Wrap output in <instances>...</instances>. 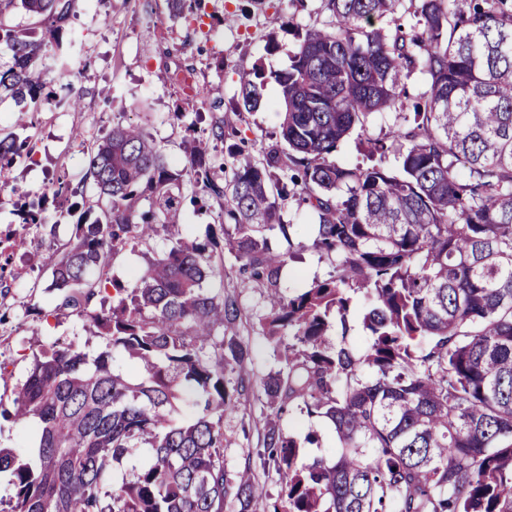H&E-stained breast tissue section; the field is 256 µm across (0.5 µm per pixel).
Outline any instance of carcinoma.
<instances>
[{"instance_id":"cac0c4a2","label":"carcinoma","mask_w":512,"mask_h":512,"mask_svg":"<svg viewBox=\"0 0 512 512\" xmlns=\"http://www.w3.org/2000/svg\"><path fill=\"white\" fill-rule=\"evenodd\" d=\"M81 2L0 0V100L15 102L13 126H32L56 97L48 59ZM168 7L193 16L201 0ZM327 7L331 24L308 29L275 75L283 120L262 162L238 151L231 180L217 175L218 120L189 147L186 197L140 125H116L88 150L81 182L95 187L101 216L73 225L50 288L56 309L85 318L106 350L91 357L54 343L0 407L1 420L33 431L27 457L0 448L11 488L0 512H512V9L506 0ZM18 9L41 35L8 23ZM417 73L425 87L409 105ZM260 78L242 76L238 106L260 104ZM387 110L403 124L390 141L361 142L369 166L332 158L355 126ZM390 151L396 170L384 166ZM31 154L28 140L0 134V172ZM68 192L57 179L41 202L17 208L20 223L55 238L43 201L61 205ZM290 196L314 214L312 246L333 274L284 296L289 254L267 233L288 235L278 201ZM211 200L233 224L200 242L180 238L185 202ZM160 227L167 249L136 285L111 278L112 256L151 249ZM226 250L242 280L267 287L263 338L279 367L256 386L241 305L206 286L224 280ZM359 292L362 351L329 335L335 323L347 333ZM115 352L131 371L115 367ZM255 392L271 409L258 419V456L280 481L263 505L251 467L224 460V416ZM298 408L331 423L333 456H304L281 428L277 419Z\"/></svg>"}]
</instances>
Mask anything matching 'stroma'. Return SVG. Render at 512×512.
<instances>
[{
  "instance_id": "obj_1",
  "label": "stroma",
  "mask_w": 512,
  "mask_h": 512,
  "mask_svg": "<svg viewBox=\"0 0 512 512\" xmlns=\"http://www.w3.org/2000/svg\"><path fill=\"white\" fill-rule=\"evenodd\" d=\"M203 10L207 32L202 35L184 19L171 17L166 0H82L71 22L73 39L53 54V63H69L81 106L74 110L52 101L35 113L25 135L38 163L32 167L19 160L11 173V192L0 198V240H24L11 254L12 267L23 275L0 288V366L5 369L0 405L10 406L15 386L27 377L35 357L54 342L73 340L93 353L101 346L85 320L56 310L49 241L39 228L19 224L14 211L16 199H38L58 176L78 183L85 156L72 138L73 129L82 128L94 140L119 123L143 125L176 171L183 167L193 136L208 135L220 118L224 141L217 146L216 158H225L229 145L241 142L252 160H261L262 146L277 136L281 122L276 107L280 88L273 75L288 67L307 28L331 18L327 0H204ZM188 63L195 73L186 85L180 75ZM255 67L261 68L265 87L260 106L248 112L236 102L242 72ZM161 70L170 73L169 82L157 81ZM209 84L221 85V108L204 102L200 91ZM398 124L394 114H372L339 143L336 160L346 165L362 162L361 140L390 137ZM280 214L290 230L285 235L271 232L272 245L297 254L280 273L278 286L286 294L327 278L333 267L312 246V219L305 204L295 198L282 201ZM236 269L233 254H225L223 288L244 310L240 334L253 349L252 368L259 378L275 366L260 322L266 289L242 281ZM267 409L265 399L254 398L247 404L251 420L225 417L224 458L229 468L243 467L248 452L257 451L252 420ZM280 425L300 440L313 431L320 435L319 445L306 444V456H330L335 446L325 418L294 410Z\"/></svg>"
}]
</instances>
